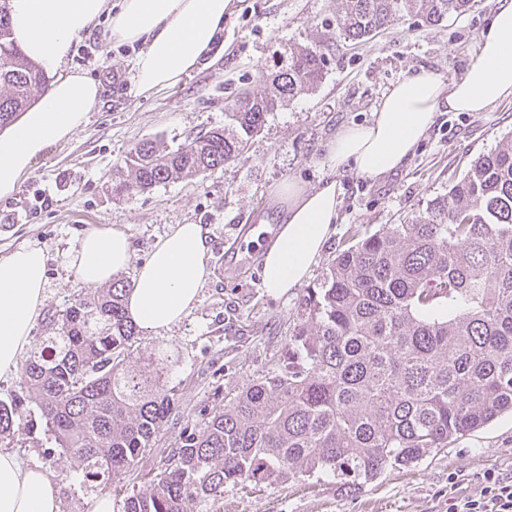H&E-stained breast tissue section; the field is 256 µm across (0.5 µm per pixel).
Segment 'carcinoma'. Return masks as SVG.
<instances>
[{
	"instance_id": "1",
	"label": "carcinoma",
	"mask_w": 512,
	"mask_h": 512,
	"mask_svg": "<svg viewBox=\"0 0 512 512\" xmlns=\"http://www.w3.org/2000/svg\"><path fill=\"white\" fill-rule=\"evenodd\" d=\"M470 2L341 0L336 26L345 40H366L396 18L437 25ZM11 35L9 2L0 0V130L50 82ZM325 63L317 48H292L269 92L225 104L224 127L174 151L139 141L113 193L150 191L238 159L269 113L318 85ZM131 287L115 276L59 311L54 335L34 341L22 368L54 447L86 476L119 483L175 410L168 350L127 363L140 335L125 309ZM300 308L277 372L183 436L160 472L126 493L124 512H203L227 485L317 472L354 492L512 414V136L412 223L359 226ZM19 405L0 401V443L19 426Z\"/></svg>"
}]
</instances>
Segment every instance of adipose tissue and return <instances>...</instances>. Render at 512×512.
Listing matches in <instances>:
<instances>
[{"label": "adipose tissue", "instance_id": "ef3b65f1", "mask_svg": "<svg viewBox=\"0 0 512 512\" xmlns=\"http://www.w3.org/2000/svg\"><path fill=\"white\" fill-rule=\"evenodd\" d=\"M232 0H10L12 32L24 53L55 79L21 119L0 133V197L12 194L32 159L49 143L68 138L95 111L102 89L71 69L75 38L111 11L107 38L139 45L132 91L148 96L175 87L213 55ZM512 97V0H497L479 59L452 84L421 69L392 85L369 124L340 129L330 140L331 169L353 164L377 179L406 165L441 109L482 112ZM342 187L330 178L308 189L293 180L277 188L282 216L262 256V286L274 295L301 287L336 232ZM132 245L121 229H93L81 240L73 269L99 287L131 263ZM210 247L201 225L176 224L153 246L126 297L129 317L160 333L194 310L209 280ZM46 274L42 250L22 246L0 258V376L16 374L42 314ZM0 512H60L53 477L0 452Z\"/></svg>", "mask_w": 512, "mask_h": 512}]
</instances>
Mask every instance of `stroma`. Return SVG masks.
I'll return each mask as SVG.
<instances>
[{
	"label": "stroma",
	"instance_id": "35a3bbf8",
	"mask_svg": "<svg viewBox=\"0 0 512 512\" xmlns=\"http://www.w3.org/2000/svg\"><path fill=\"white\" fill-rule=\"evenodd\" d=\"M340 0H233L224 20L219 57L184 76L172 89L149 97L130 90L131 48L112 47L100 18L89 38L100 46L96 59L73 69L99 82L101 106L70 137L48 145L23 175L15 192L0 198V257L19 246L41 248L47 284L42 315L33 333L50 335V315L93 288L74 274L71 260L83 235L120 226L134 253L125 274L134 277L156 241L174 224L202 225L212 269L195 309L163 334L142 332L131 348L130 364L143 363L154 348L174 352L177 361L167 386L175 412L155 443L140 457V471L159 472L183 433L199 430L210 411L253 383L273 374L288 342L300 302L323 280L338 250L359 225L378 230L409 222L437 196L446 194L473 161L512 133V97L483 112H442L401 171L377 180L352 165L331 174L327 144L340 129L368 123L383 95L418 69L450 83L478 60V42L497 0H473L460 15L429 26L418 18L397 20L373 38L353 44L336 33ZM321 46L324 76L313 90L285 101L269 113L246 153L224 168L189 181H170L148 192H112L116 170L130 149L145 138L174 149L223 126L224 107L240 91L264 93L271 73L288 62L293 46ZM337 176L342 199L335 235L325 246L306 285L275 297L261 286L260 262H235L236 226L277 220L273 194L285 179L306 187ZM20 376L0 378V400L23 399L21 425L11 447L24 463L38 465L58 483L61 512H92L106 489L85 478L52 447L40 412L25 402ZM512 475V415L451 442L435 457L407 470L388 471L355 494L345 493L330 474L263 486H226L210 512H448V480L462 491L478 488L487 471Z\"/></svg>",
	"mask_w": 512,
	"mask_h": 512
}]
</instances>
